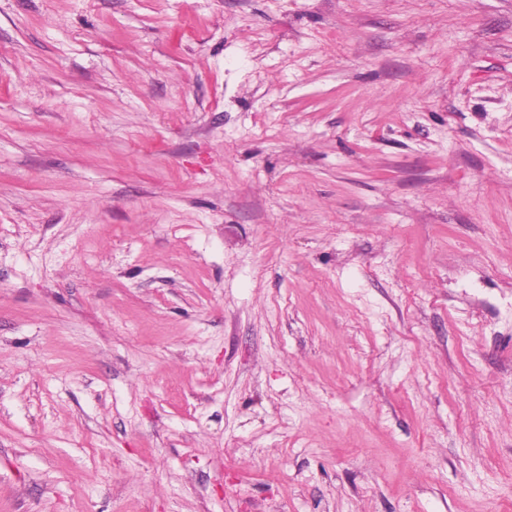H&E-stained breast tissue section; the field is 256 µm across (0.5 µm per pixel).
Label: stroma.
<instances>
[{
	"mask_svg": "<svg viewBox=\"0 0 512 512\" xmlns=\"http://www.w3.org/2000/svg\"><path fill=\"white\" fill-rule=\"evenodd\" d=\"M0 512H512V0H0Z\"/></svg>",
	"mask_w": 512,
	"mask_h": 512,
	"instance_id": "35a3bbf8",
	"label": "stroma"
}]
</instances>
